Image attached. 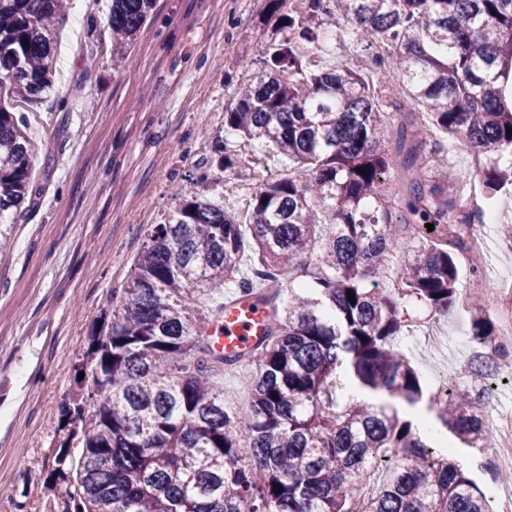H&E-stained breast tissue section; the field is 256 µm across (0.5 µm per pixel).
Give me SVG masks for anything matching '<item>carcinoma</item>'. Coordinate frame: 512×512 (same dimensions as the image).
Wrapping results in <instances>:
<instances>
[{
  "mask_svg": "<svg viewBox=\"0 0 512 512\" xmlns=\"http://www.w3.org/2000/svg\"><path fill=\"white\" fill-rule=\"evenodd\" d=\"M288 3L267 0L282 37L234 88L216 162L148 230L126 287L92 330L86 391L61 407L74 428L49 470L64 484L63 512H493L452 451L422 439L395 403L425 406L481 452L496 362L512 349L489 315L474 314L469 383L438 393L396 339L411 324L406 298L432 317L456 307L471 244L464 183L448 176L452 156L432 149V133L475 153L486 199L512 185V160L499 165L512 157V0ZM155 4L112 0V43L134 39ZM64 8L0 0V95L29 104L53 90ZM340 17L377 80L307 59L325 54L319 30ZM377 43L392 51L377 54ZM383 81L424 106L428 121L403 114ZM248 148L288 164L254 162L244 224L210 171L236 168ZM38 152L23 114L0 100V219L35 196ZM398 260L401 286L380 287ZM226 283L261 305L267 323L252 348L230 354L206 338ZM243 368L252 375L239 406L217 374ZM348 381L390 401L346 396ZM381 463L387 477L366 498L363 473Z\"/></svg>",
  "mask_w": 512,
  "mask_h": 512,
  "instance_id": "cac0c4a2",
  "label": "carcinoma"
}]
</instances>
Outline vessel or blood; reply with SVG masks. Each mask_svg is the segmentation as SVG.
Returning a JSON list of instances; mask_svg holds the SVG:
<instances>
[{
    "mask_svg": "<svg viewBox=\"0 0 512 512\" xmlns=\"http://www.w3.org/2000/svg\"><path fill=\"white\" fill-rule=\"evenodd\" d=\"M265 313L252 307L241 297L225 300L222 319L210 331V340L216 350L233 352L255 343L265 328Z\"/></svg>",
    "mask_w": 512,
    "mask_h": 512,
    "instance_id": "1",
    "label": "vessel or blood"
}]
</instances>
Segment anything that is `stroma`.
<instances>
[{"label":"stroma","mask_w":512,"mask_h":512,"mask_svg":"<svg viewBox=\"0 0 512 512\" xmlns=\"http://www.w3.org/2000/svg\"><path fill=\"white\" fill-rule=\"evenodd\" d=\"M96 11L71 0L56 54V87L28 107L39 194L0 252V512H60L47 462L64 432L94 321L112 307L149 225L172 215L189 175L224 136L231 83L262 65L277 19L266 0H158L121 64ZM446 353L427 348L428 320L397 344L433 383L435 361L464 373L470 315L440 318Z\"/></svg>","instance_id":"stroma-1"}]
</instances>
